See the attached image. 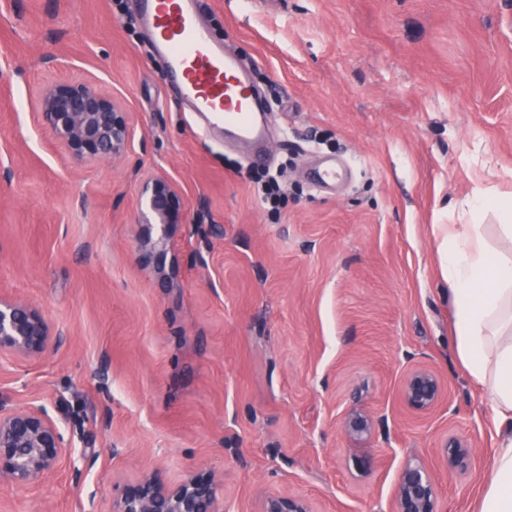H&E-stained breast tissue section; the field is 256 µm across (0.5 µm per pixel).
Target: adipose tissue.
<instances>
[{
    "mask_svg": "<svg viewBox=\"0 0 512 512\" xmlns=\"http://www.w3.org/2000/svg\"><path fill=\"white\" fill-rule=\"evenodd\" d=\"M490 206L512 240V194L476 191L468 203L471 223L448 227L441 267L456 356L484 392L501 433L478 512H512V256L491 248L475 222Z\"/></svg>",
    "mask_w": 512,
    "mask_h": 512,
    "instance_id": "1",
    "label": "adipose tissue"
}]
</instances>
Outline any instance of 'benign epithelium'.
<instances>
[{
	"label": "benign epithelium",
	"instance_id": "1",
	"mask_svg": "<svg viewBox=\"0 0 512 512\" xmlns=\"http://www.w3.org/2000/svg\"><path fill=\"white\" fill-rule=\"evenodd\" d=\"M37 126L48 130L66 154L77 161L97 162L124 154L131 141L129 113L96 80L58 81L45 87L32 112ZM144 231L139 237L142 255L151 256L165 245L178 226L189 223L180 188L164 173L142 179L139 201ZM57 339L50 323L32 303L0 297V354L36 357ZM443 387L430 370L414 369L401 386V398L412 410L427 413L442 400ZM371 419L358 411L345 420V432L355 441L372 433ZM69 452L64 435L47 408L34 402L15 407L0 401V479L29 486L58 472ZM450 471H464L471 451L450 439L442 448ZM392 512H438L436 486L419 460L406 461L398 470ZM113 512H224L220 485L214 476L191 474L173 486L145 476L128 486ZM260 512H311L302 499L268 495Z\"/></svg>",
	"mask_w": 512,
	"mask_h": 512
}]
</instances>
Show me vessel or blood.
Returning a JSON list of instances; mask_svg holds the SVG:
<instances>
[{
  "mask_svg": "<svg viewBox=\"0 0 512 512\" xmlns=\"http://www.w3.org/2000/svg\"><path fill=\"white\" fill-rule=\"evenodd\" d=\"M202 0H137L136 12L165 56L167 79L178 96L207 123L230 127L242 139L262 145L256 117L261 95L223 44L198 22Z\"/></svg>",
  "mask_w": 512,
  "mask_h": 512,
  "instance_id": "obj_1",
  "label": "vessel or blood"
}]
</instances>
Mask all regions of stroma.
<instances>
[{"mask_svg": "<svg viewBox=\"0 0 512 512\" xmlns=\"http://www.w3.org/2000/svg\"><path fill=\"white\" fill-rule=\"evenodd\" d=\"M199 21L268 94L266 163L176 98L133 0H0V295L61 334L0 359V399L44 404L70 448L40 484L0 482V512H111L151 472L215 475L224 512L269 494L390 512L409 459L438 512H474L499 434L452 346L440 251L476 188L512 193V0H206ZM87 78L132 117L110 162L33 122L45 86ZM326 158L348 182L309 180ZM156 170L189 222L146 260ZM416 368L444 385L428 414L399 399ZM352 411L369 438L346 435ZM452 437L467 471L442 460ZM344 427L349 438L360 441L371 435L373 423L367 415L353 411L347 416ZM442 458L448 471H464L471 463V451L468 446L458 440L450 439L442 448Z\"/></svg>", "mask_w": 512, "mask_h": 512, "instance_id": "1", "label": "stroma"}]
</instances>
